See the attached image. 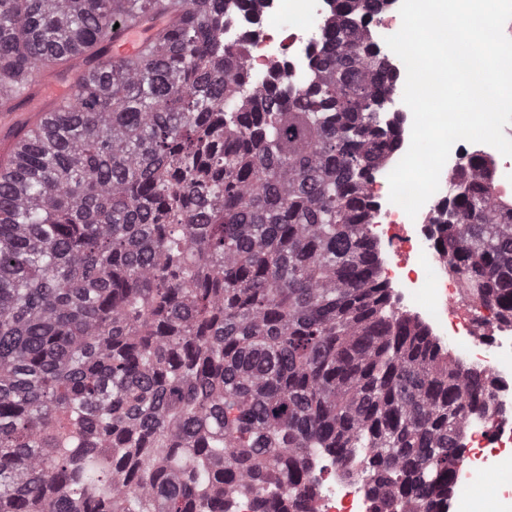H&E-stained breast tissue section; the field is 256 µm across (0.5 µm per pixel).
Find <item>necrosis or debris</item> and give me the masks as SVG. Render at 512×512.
I'll use <instances>...</instances> for the list:
<instances>
[{
  "label": "necrosis or debris",
  "mask_w": 512,
  "mask_h": 512,
  "mask_svg": "<svg viewBox=\"0 0 512 512\" xmlns=\"http://www.w3.org/2000/svg\"><path fill=\"white\" fill-rule=\"evenodd\" d=\"M283 0H226L224 8V43L234 46L246 43V67L250 76L272 83L295 94L313 84L312 59L322 40L320 20L333 11V0H311V16L315 25L299 23L281 31L274 21L281 12ZM402 20L395 0L367 22L372 39L385 57L397 85H404L403 62L386 45L387 36L395 34ZM470 156H481L512 167V157L500 154L494 147L467 141L456 142L440 174V187L421 207L416 218L389 199L388 169L377 171L368 184V192L376 203L371 226L373 235L392 238L393 244L383 268L387 278L403 274L414 279L423 272L426 287L439 293V304H424L419 295L401 289L400 295L416 303L418 316L449 342L463 367L485 368L493 372L497 384L498 415L493 423L470 419L464 429L465 453L454 471L453 489L439 501V512H456L463 496L472 494L481 480H489L488 492L495 501H512V470L486 471L489 458L512 454V324L475 320L470 302L461 299L458 279L440 261L433 248L435 227L431 217L437 204L448 195L451 175ZM312 473L318 483V512H374L375 504L364 485L343 477L331 461L321 455L310 456Z\"/></svg>",
  "instance_id": "4bbe7bcc"
}]
</instances>
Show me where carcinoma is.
Wrapping results in <instances>:
<instances>
[{"label": "carcinoma", "instance_id": "obj_1", "mask_svg": "<svg viewBox=\"0 0 512 512\" xmlns=\"http://www.w3.org/2000/svg\"><path fill=\"white\" fill-rule=\"evenodd\" d=\"M313 88L259 89L224 0H0V512H317L306 459L376 512H436L496 389L382 279L366 183L395 80L336 0ZM166 13L141 54L114 25ZM435 251L512 323V203L470 157ZM146 27L120 28L112 38L111 53L114 60L131 59L139 55L150 32Z\"/></svg>", "mask_w": 512, "mask_h": 512}]
</instances>
